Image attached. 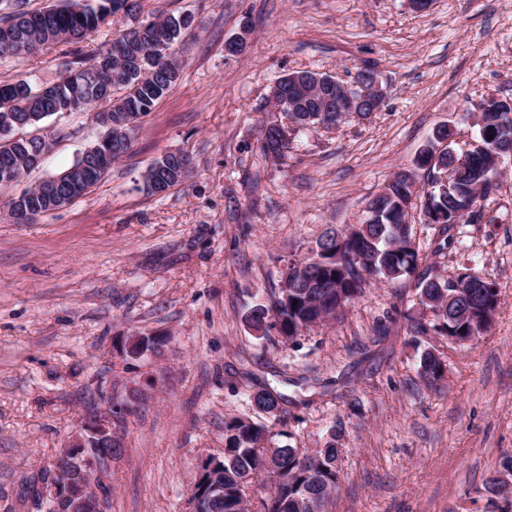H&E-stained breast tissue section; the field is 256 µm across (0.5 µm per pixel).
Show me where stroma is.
Returning <instances> with one entry per match:
<instances>
[{"instance_id":"obj_1","label":"stroma","mask_w":512,"mask_h":512,"mask_svg":"<svg viewBox=\"0 0 512 512\" xmlns=\"http://www.w3.org/2000/svg\"><path fill=\"white\" fill-rule=\"evenodd\" d=\"M143 14L189 12L195 34L170 92L141 119L130 152L92 191L31 224L7 202L21 186L60 173L102 129L87 112L54 115L65 129L22 185L0 188V512H37L27 478L102 406L96 389H148L126 418L106 479L112 512H188L201 462L220 455L224 421L254 416L275 444L323 447L342 430L328 512H506L488 478L512 456V162L472 222L435 251L423 199L411 210L427 267L497 282L489 328L457 344L409 321L432 322L412 280L378 278L336 319L273 345L244 321L277 291L288 259L308 255L328 227L362 223L368 201L415 159L441 124L470 148L492 99H512V0H140ZM250 22L248 45L225 41ZM52 49L0 62V81L47 85L61 71ZM382 74V111L329 131L296 135L285 161L260 154L274 114V81L308 68ZM184 150L194 170L155 195L143 174ZM164 336L161 357L115 364L117 336ZM432 349L446 372L420 376ZM270 387L279 416L254 413L249 393Z\"/></svg>"}]
</instances>
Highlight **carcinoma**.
Instances as JSON below:
<instances>
[{
    "label": "carcinoma",
    "instance_id": "1",
    "mask_svg": "<svg viewBox=\"0 0 512 512\" xmlns=\"http://www.w3.org/2000/svg\"><path fill=\"white\" fill-rule=\"evenodd\" d=\"M139 0H61L44 9L28 8V0H0V58H20L61 48L66 58L59 79L35 88L27 79L0 83V186H11L40 166L39 159L67 132L58 129L52 135H21L19 131L36 128L46 118L70 114L83 109H96V119L103 135L85 149L63 172L31 184L8 202L11 215L25 211L39 217L86 195L96 186L112 164L125 155L136 131L133 119L148 115L171 90L182 72V59L176 47L191 30L189 14L152 15L123 30L110 44L85 52L83 44L117 14L135 16L140 13ZM492 111L482 113L491 138L487 147L473 155L468 163L457 167L446 185L431 181L425 192V208L442 215L440 231L449 230L458 214L490 195L493 186L481 183L486 168L494 166L495 147L512 141V120L499 122V111L508 108L507 101H491ZM336 110V94L324 89L295 102L296 119L308 121V130L319 129L320 115L329 117ZM282 121L266 124L261 131V153L264 158H285L288 146L279 139ZM448 128L439 127L433 139L415 159L427 175L438 174L448 166ZM176 163L166 153L146 171L144 183L148 191L160 194L180 185L174 177ZM409 184L401 180L385 186L366 207V216L358 225L362 259L356 268L344 270L336 263L335 241L324 234L315 242L310 255L286 264L288 276L307 270L296 288L278 289L264 304L254 305L244 321L254 332L267 337V327L274 325L278 336L271 344L288 342L302 335V329L315 321H324L329 309L344 307L363 296L372 277L390 280L413 278L419 304L433 312L435 324L418 322L417 335L429 328L467 342L481 333L480 321L493 316L498 305L495 288H468L473 280L469 273L441 279L424 267L426 256L415 245L412 225L402 223L404 208L411 199ZM164 341L145 336L132 345V353L162 354ZM445 373L441 359L428 350L420 357V376L433 383ZM256 410L270 416L283 412L282 394L263 388L248 394ZM266 427L249 417H232L224 421L222 455H209L202 464L204 473L195 484L199 512H247L249 487L257 481L269 489L261 500L263 512H326L336 491L337 461L344 452L340 435L331 432L325 446L307 456L305 448H271L265 446ZM110 448L94 441L82 455L103 465L101 475L93 478L101 494L100 512H112V487L102 480L108 468L105 456ZM214 469H209L210 464ZM71 495H82L88 469L64 464Z\"/></svg>",
    "mask_w": 512,
    "mask_h": 512
}]
</instances>
